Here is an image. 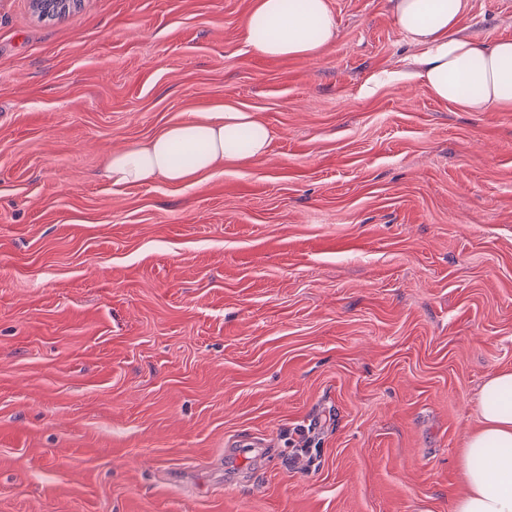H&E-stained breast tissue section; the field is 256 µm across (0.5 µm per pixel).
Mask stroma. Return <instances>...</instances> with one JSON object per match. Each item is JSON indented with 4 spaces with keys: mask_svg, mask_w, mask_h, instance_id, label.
I'll return each mask as SVG.
<instances>
[{
    "mask_svg": "<svg viewBox=\"0 0 512 512\" xmlns=\"http://www.w3.org/2000/svg\"><path fill=\"white\" fill-rule=\"evenodd\" d=\"M253 0H0V512H452L512 370V111L420 81L388 0L265 57ZM460 32L512 40V0ZM230 105L265 157L121 190Z\"/></svg>",
    "mask_w": 512,
    "mask_h": 512,
    "instance_id": "1",
    "label": "stroma"
}]
</instances>
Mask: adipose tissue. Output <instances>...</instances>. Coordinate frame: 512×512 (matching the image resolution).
<instances>
[{
	"mask_svg": "<svg viewBox=\"0 0 512 512\" xmlns=\"http://www.w3.org/2000/svg\"><path fill=\"white\" fill-rule=\"evenodd\" d=\"M392 15L419 48L416 79L464 112L512 110V40L457 35L468 0H390ZM249 48L269 57L314 56L336 38L328 0H254L242 21ZM275 133L253 113L227 106L171 123L149 141L112 153L103 169L115 187L163 180L197 184L224 165L264 157ZM480 427L462 456L466 490L453 512H512V372L492 375L477 399Z\"/></svg>",
	"mask_w": 512,
	"mask_h": 512,
	"instance_id": "obj_1",
	"label": "adipose tissue"
}]
</instances>
